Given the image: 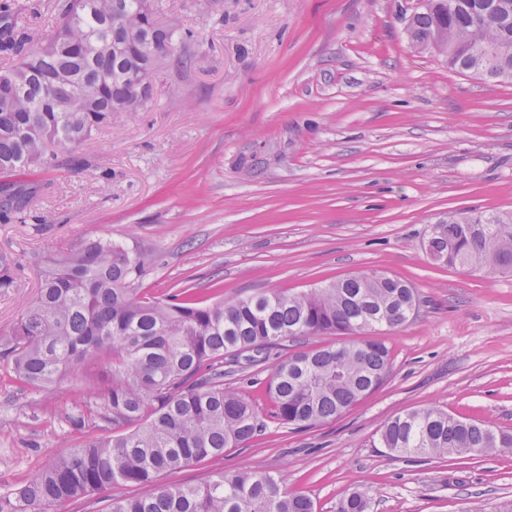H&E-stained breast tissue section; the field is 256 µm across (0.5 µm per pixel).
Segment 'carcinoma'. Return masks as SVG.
<instances>
[{
  "mask_svg": "<svg viewBox=\"0 0 512 512\" xmlns=\"http://www.w3.org/2000/svg\"><path fill=\"white\" fill-rule=\"evenodd\" d=\"M81 0H55V23L36 37L20 9H0V213L23 221L37 185L12 177L58 159L78 166V151L112 124L135 92L140 69L165 55L179 34L166 0H151L135 36L143 0H94L82 25L70 24ZM409 36L448 66L495 81H512V0H422ZM426 250L434 261L472 271L512 273V211L450 213L431 225ZM149 256L107 237L86 239L42 272L36 296L3 343L19 388L46 389L78 367L108 365L104 401L90 416L112 427V439L85 438L19 487L0 494V512H49L94 495L110 512H317L270 473L217 467L224 449L239 448L266 428L253 403L224 383V365L270 358L279 341L353 336L397 329L414 320L420 297L411 282L377 270L297 293L266 290L226 302L199 299L189 288L163 297L139 287ZM10 260L0 256V291L14 287ZM392 361L375 340L343 343L277 358L265 381L269 418L309 427L334 418L382 386ZM379 447L418 458L512 456V431L422 407L389 419ZM215 466L200 484L165 482L192 465ZM116 486L143 489L112 497ZM353 491L336 512H369Z\"/></svg>",
  "mask_w": 512,
  "mask_h": 512,
  "instance_id": "obj_1",
  "label": "carcinoma"
}]
</instances>
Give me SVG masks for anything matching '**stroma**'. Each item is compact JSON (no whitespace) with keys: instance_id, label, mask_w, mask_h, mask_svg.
I'll return each mask as SVG.
<instances>
[{"instance_id":"obj_1","label":"stroma","mask_w":512,"mask_h":512,"mask_svg":"<svg viewBox=\"0 0 512 512\" xmlns=\"http://www.w3.org/2000/svg\"><path fill=\"white\" fill-rule=\"evenodd\" d=\"M175 41L149 106L99 130L81 167L36 174L24 221L0 220L16 286L0 292V342L40 272L80 241L109 236L152 259L142 285L232 301L299 292L378 270L412 282L415 321L363 332L391 351L384 384L340 416L297 429L269 421L258 384L232 376L262 434L224 469L280 475L318 512L359 490L371 512H466L512 501V456L403 458L380 428L438 406L512 431V274L435 263L429 227L456 211L512 210V83L450 69L415 49L420 0H168ZM103 367L52 390L19 389L0 358V493L80 436L71 416L103 400Z\"/></svg>"}]
</instances>
